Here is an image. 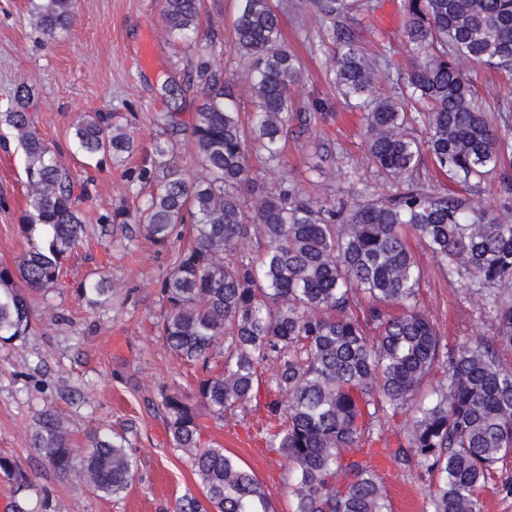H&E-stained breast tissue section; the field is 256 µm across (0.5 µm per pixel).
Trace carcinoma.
<instances>
[{
	"label": "carcinoma",
	"mask_w": 512,
	"mask_h": 512,
	"mask_svg": "<svg viewBox=\"0 0 512 512\" xmlns=\"http://www.w3.org/2000/svg\"><path fill=\"white\" fill-rule=\"evenodd\" d=\"M31 24L48 38L66 31L76 0H32ZM333 23L335 50L327 74L347 99L364 107L368 165L389 193L358 192L352 202L327 206L288 178L264 187L253 152L279 159L292 122L309 125L314 112H296L292 92L301 82L299 59L281 41L270 0H240L233 18V50L251 65L247 92L255 112L243 121L224 70L200 59L186 76L203 103L179 122L185 89L167 88L162 133L193 143L202 175L190 176L174 144L159 141L124 171L141 194L134 209H97L94 179L77 180L37 132V90L16 85L0 123L12 129L25 156L28 209L21 232L28 242L15 267H0V345L28 334L33 294L51 288L93 219L135 224L166 246L188 230L191 242L172 254L159 282L167 313L159 336L171 352L200 366L194 398L163 395L172 445L189 454L203 498L184 494L175 512H274L254 474L222 448L200 447L199 408L224 418L261 386L282 399L266 404L273 423L268 447L291 467L292 512H388L375 466L359 457L380 417L409 404L423 381L443 368L446 382L414 411L408 450L437 478L428 512H482L480 494L512 459V223L498 208L512 204V132H500L475 97L465 68L512 73V0H404L407 59L366 53L343 22L349 0H307ZM169 35L198 31L200 0H162ZM403 80L397 96H382L383 76ZM116 112H94L73 124L72 139L87 165L102 169L138 151L130 122ZM424 133L416 136L415 125ZM457 190L438 191L421 177L424 157ZM500 185L499 206H476L470 196L483 181ZM254 196L248 200L245 195ZM263 241L254 256L238 251L250 237ZM414 238L438 259L448 282L487 292L494 336L455 349L418 305L422 267L409 248ZM112 296L104 276L81 288V298ZM368 303L367 314L352 307ZM224 364L211 366L219 340ZM273 373L263 378L262 367ZM32 448L61 478L105 496L124 494L136 459L125 439L94 437L81 454L62 416L39 413ZM0 472L29 481L21 466L0 457Z\"/></svg>",
	"instance_id": "obj_1"
}]
</instances>
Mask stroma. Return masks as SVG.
<instances>
[{
    "label": "stroma",
    "instance_id": "1",
    "mask_svg": "<svg viewBox=\"0 0 512 512\" xmlns=\"http://www.w3.org/2000/svg\"><path fill=\"white\" fill-rule=\"evenodd\" d=\"M279 9L282 38L298 55L302 80L295 110L316 113L307 126H294L281 164L268 176L294 180L313 200L339 204L350 189L368 183L371 192L387 187L367 166L362 144V111L336 91L326 75L332 27L304 9V0H271ZM238 0H201L200 36L187 43L165 30L158 0H78L71 27L56 39L37 34L30 0H0V112L22 81L34 85L39 106L34 124L59 159L78 175L86 172L75 152L72 126L92 112H134L132 130L141 151L151 150L166 109L165 92L186 78L198 59L222 67L240 93V109L252 112L244 91L248 62L232 50L233 15ZM358 42L371 54H407L403 0H357L351 13ZM473 89L492 117L512 109V77L485 67L470 71ZM322 175L310 167L323 153ZM25 158L9 128L0 124V267L11 266L27 250L19 223L27 207ZM124 166L90 172L99 209L132 204ZM413 252L423 270L418 301L443 343L455 348L494 334L490 305L466 288L449 283L437 259L422 246ZM172 262V250L154 244L132 224L87 227V236L66 262L54 288L33 296V330L0 346V456L18 461L30 476L21 487L0 474V497L8 512H174L185 493L202 488L188 457L168 435L163 393H193L198 366L174 357L156 324L166 312L158 282ZM108 276L112 297L97 305L79 298L82 283ZM271 394L248 402L224 419H205L202 447H219L251 470L264 485L276 512H290L293 474L285 458L266 446L260 431L268 420ZM47 408L67 417L78 447L92 434H120L138 460L122 497L80 492L73 480L58 477L35 454L31 433ZM409 408L380 418L365 451L407 444ZM390 512H425L435 479L416 461L381 460L376 465Z\"/></svg>",
    "mask_w": 512,
    "mask_h": 512
}]
</instances>
